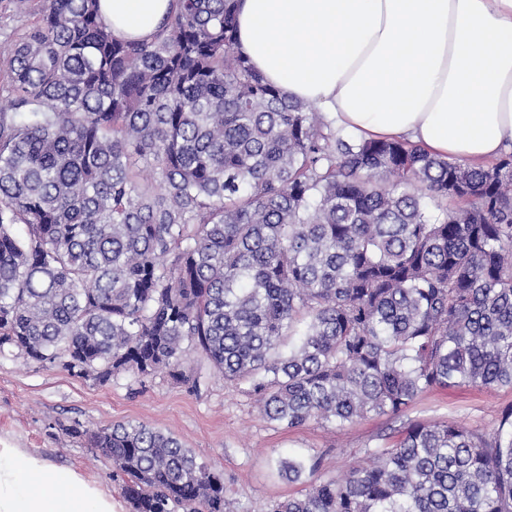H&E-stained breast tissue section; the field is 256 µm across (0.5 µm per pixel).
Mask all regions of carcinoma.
Returning a JSON list of instances; mask_svg holds the SVG:
<instances>
[{
    "instance_id": "obj_1",
    "label": "carcinoma",
    "mask_w": 512,
    "mask_h": 512,
    "mask_svg": "<svg viewBox=\"0 0 512 512\" xmlns=\"http://www.w3.org/2000/svg\"><path fill=\"white\" fill-rule=\"evenodd\" d=\"M98 2L4 34L0 352L100 383L213 371L289 429L512 388L511 152L353 139L236 52L238 0H174L140 42ZM63 431L112 458L132 512H226L171 434ZM278 468L304 489L270 512H512V406L491 435L410 423L341 478Z\"/></svg>"
}]
</instances>
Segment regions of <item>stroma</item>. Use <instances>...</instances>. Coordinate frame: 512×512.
Wrapping results in <instances>:
<instances>
[{"instance_id":"35a3bbf8","label":"stroma","mask_w":512,"mask_h":512,"mask_svg":"<svg viewBox=\"0 0 512 512\" xmlns=\"http://www.w3.org/2000/svg\"><path fill=\"white\" fill-rule=\"evenodd\" d=\"M510 406V387L430 389L400 418L373 415L342 426L312 422L290 429L267 420L254 397L218 374L196 391L163 372H123L102 384L0 353V444L76 470L111 495L116 512L131 509L111 458L65 435L64 426L96 430L131 422L171 433L223 473L227 512H268L275 501L302 489L281 476V459L314 457L321 476L338 477L361 462L366 450L392 446L406 423L448 420L490 434Z\"/></svg>"}]
</instances>
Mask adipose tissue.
Masks as SVG:
<instances>
[{
    "label": "adipose tissue",
    "mask_w": 512,
    "mask_h": 512,
    "mask_svg": "<svg viewBox=\"0 0 512 512\" xmlns=\"http://www.w3.org/2000/svg\"><path fill=\"white\" fill-rule=\"evenodd\" d=\"M172 0H100L147 38ZM237 51L360 140L407 139L463 164L512 148V0H240ZM0 512H114L71 470L0 447Z\"/></svg>",
    "instance_id": "obj_1"
}]
</instances>
